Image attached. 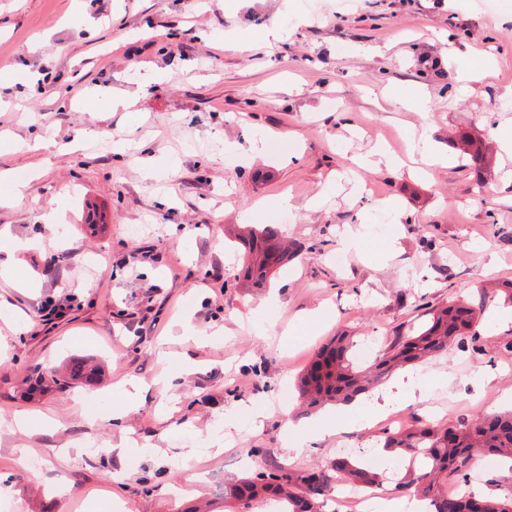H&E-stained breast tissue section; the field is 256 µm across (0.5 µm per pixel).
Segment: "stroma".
I'll return each instance as SVG.
<instances>
[{
    "label": "stroma",
    "mask_w": 512,
    "mask_h": 512,
    "mask_svg": "<svg viewBox=\"0 0 512 512\" xmlns=\"http://www.w3.org/2000/svg\"><path fill=\"white\" fill-rule=\"evenodd\" d=\"M486 56L496 71L461 85L457 66ZM418 92L434 111L408 106ZM463 132L491 148L483 176L411 150L425 136L450 153ZM507 138L512 6L0 0V419L27 420L0 430V512H225L206 477L245 475L255 450L327 466L348 448L375 456L394 416L450 426L485 412L512 390L500 300L476 349L399 371L344 432L283 453L284 416L319 418L298 415L296 384L332 336L375 337L379 355L425 306L512 281ZM381 146L402 167L360 168ZM265 225L299 249L251 288L236 235ZM88 359L103 367L94 381L35 384ZM414 382L424 404H402Z\"/></svg>",
    "instance_id": "stroma-1"
}]
</instances>
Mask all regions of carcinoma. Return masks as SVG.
Here are the masks:
<instances>
[{
    "label": "carcinoma",
    "instance_id": "carcinoma-1",
    "mask_svg": "<svg viewBox=\"0 0 512 512\" xmlns=\"http://www.w3.org/2000/svg\"><path fill=\"white\" fill-rule=\"evenodd\" d=\"M451 145L475 170L487 168L489 158L481 140L462 134ZM288 258V247L276 228L267 225L247 232L242 265L246 279L264 285ZM493 300L494 296L484 291L476 304L450 302L445 307L427 309V319L416 334L394 337L382 355L364 366L351 356L353 337L332 338L301 374L298 389L302 404L311 409L350 402L400 368L437 358L454 343L462 348L469 342L476 343L473 328ZM97 373L98 366L79 362L72 366L70 379L90 382ZM385 447L412 459L422 457L423 468L409 469L397 488L430 503L433 512H512V490L502 496L467 491L454 495L443 486L450 475L468 478L481 456L512 460V410L479 414L453 427L400 428L386 435ZM335 480L373 490L390 481V472L363 464L351 455L323 468L292 469L270 463L224 489V497L234 501L240 512H250L253 503L271 498L285 503V512H322Z\"/></svg>",
    "mask_w": 512,
    "mask_h": 512
}]
</instances>
